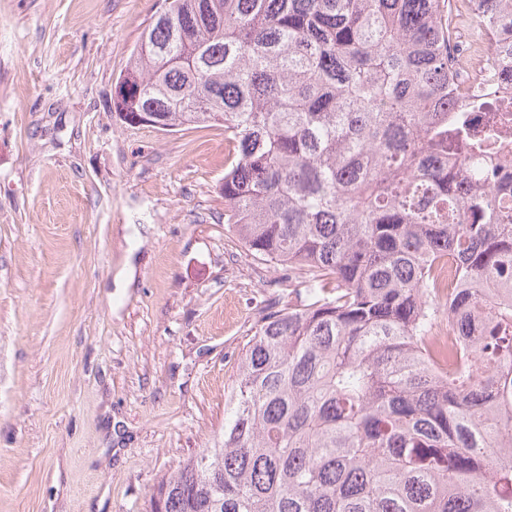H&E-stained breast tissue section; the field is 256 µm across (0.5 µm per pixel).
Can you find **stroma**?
Instances as JSON below:
<instances>
[{"label":"stroma","instance_id":"obj_1","mask_svg":"<svg viewBox=\"0 0 512 512\" xmlns=\"http://www.w3.org/2000/svg\"><path fill=\"white\" fill-rule=\"evenodd\" d=\"M164 0H0V512H150L303 270L224 222L220 126L112 94Z\"/></svg>","mask_w":512,"mask_h":512}]
</instances>
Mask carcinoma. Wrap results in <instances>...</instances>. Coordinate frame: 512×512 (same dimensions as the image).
<instances>
[{
  "mask_svg": "<svg viewBox=\"0 0 512 512\" xmlns=\"http://www.w3.org/2000/svg\"><path fill=\"white\" fill-rule=\"evenodd\" d=\"M451 2L171 0L142 34L114 112L224 126L227 224L306 274L152 512H512V166L449 99ZM469 2L512 79V0Z\"/></svg>",
  "mask_w": 512,
  "mask_h": 512,
  "instance_id": "cac0c4a2",
  "label": "carcinoma"
}]
</instances>
